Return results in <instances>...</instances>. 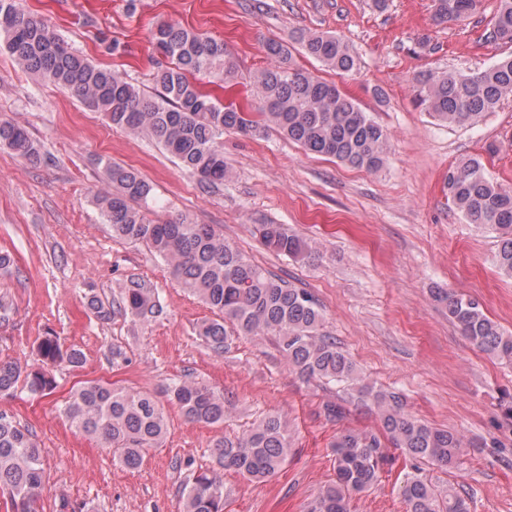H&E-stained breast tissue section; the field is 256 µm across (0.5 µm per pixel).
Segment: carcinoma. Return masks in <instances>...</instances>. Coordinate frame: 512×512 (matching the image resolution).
Masks as SVG:
<instances>
[{
    "instance_id": "cac0c4a2",
    "label": "carcinoma",
    "mask_w": 512,
    "mask_h": 512,
    "mask_svg": "<svg viewBox=\"0 0 512 512\" xmlns=\"http://www.w3.org/2000/svg\"><path fill=\"white\" fill-rule=\"evenodd\" d=\"M477 2L435 0L434 18L439 23L455 21L474 13ZM152 39L170 64L158 66L157 90L149 95L124 74L76 54L18 0H0V48L19 69L78 97L113 129L155 140L206 191L218 189L229 176L222 148L229 129L261 137L273 128L305 151L344 165L368 172L383 166L389 151L386 130L336 84L290 67L288 48L281 43L267 44V52L281 59V65L254 73L259 111L246 112L217 103L190 80L192 75L234 76L235 63L224 42L168 22L156 26ZM481 39L512 44V0H498ZM297 42L306 55L338 74L356 70L355 54L335 35L301 32ZM414 91L436 119L450 127H471L512 98V55L473 75L421 72ZM0 148L34 165L46 160L42 146L9 118H0ZM104 175L111 190L95 194L93 203L112 237L147 245L180 286L211 309L215 318L201 322L196 334L215 354L229 352L239 336H264L301 379L336 389V400L323 405L328 420L340 421L345 404L354 399L375 410L382 432L345 430L336 437L331 445L335 478L308 512H348L350 496L369 489L392 464L385 452L388 443L401 449L416 470L406 475L401 488L408 512H470L466 498L450 488L438 489L417 474L421 463L458 467L465 447L461 436L419 421L406 410L400 394L367 383L336 338L322 332V308L312 292L246 259L209 224L186 216L166 222L150 218L152 187L135 169L107 163ZM445 188L448 201L468 223L495 232V265L512 278V189L495 183L479 157L450 166ZM255 231L279 254L303 259L312 251L283 224H257ZM438 300L446 304L448 318L461 336L512 364V333L492 321L479 301L446 292L438 293ZM121 303L140 320L157 307L152 290L140 283L123 289ZM37 356L35 365L0 362V398L13 396L21 381L31 395L46 396L54 386L51 367L64 361L80 368L85 359L80 349L64 346L51 333L40 338ZM161 394L162 400L108 381H91L69 397L63 413L79 432L112 449L113 458L126 469L139 468L149 449L162 446L168 433L163 402L176 405L191 423L222 426L228 418L224 394L194 381H173ZM290 449L288 421L276 413L233 438H218L211 449L213 468L197 473L183 488L182 512H225L221 473L264 482L286 463ZM46 484L35 434L1 411L0 494L7 496L10 512H40Z\"/></svg>"
}]
</instances>
